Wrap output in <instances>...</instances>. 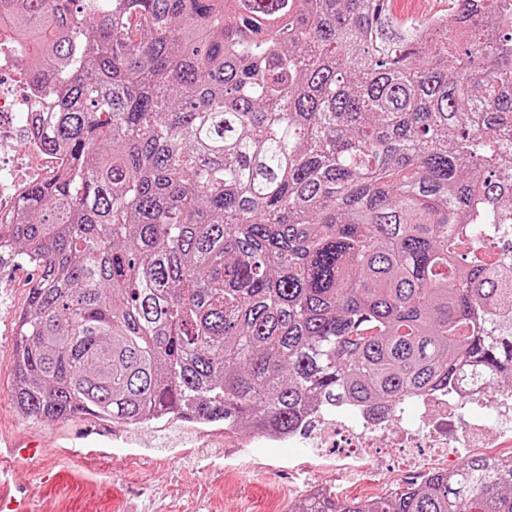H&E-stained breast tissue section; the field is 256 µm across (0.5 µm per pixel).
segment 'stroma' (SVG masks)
<instances>
[{"label": "stroma", "instance_id": "obj_1", "mask_svg": "<svg viewBox=\"0 0 512 512\" xmlns=\"http://www.w3.org/2000/svg\"><path fill=\"white\" fill-rule=\"evenodd\" d=\"M31 274L0 270V436L23 435L44 448L37 467L10 474L31 485L34 512H286L288 490L316 478L339 498H363L376 490V469L366 466L352 479L323 473L324 448L276 444L252 447V434L232 440L220 423L181 420L141 427L112 424V433L83 443L75 437L86 418L41 422L22 417L11 401L14 332ZM240 470L231 496H224V472Z\"/></svg>", "mask_w": 512, "mask_h": 512}]
</instances>
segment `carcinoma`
<instances>
[{
    "mask_svg": "<svg viewBox=\"0 0 512 512\" xmlns=\"http://www.w3.org/2000/svg\"><path fill=\"white\" fill-rule=\"evenodd\" d=\"M67 161L0 222L35 272L25 417L286 433L342 399L512 374V17L452 0H12ZM288 512H512V457ZM391 4L392 12L400 17L403 13H411L409 19H424L426 16H430L432 14H439L445 12L448 9V0L445 1H437V2H425L420 4L419 2H412L410 0L404 1L400 5V9L396 10Z\"/></svg>",
    "mask_w": 512,
    "mask_h": 512,
    "instance_id": "obj_1",
    "label": "carcinoma"
}]
</instances>
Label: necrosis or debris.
Returning <instances> with one entry per match:
<instances>
[{
  "label": "necrosis or debris",
  "mask_w": 512,
  "mask_h": 512,
  "mask_svg": "<svg viewBox=\"0 0 512 512\" xmlns=\"http://www.w3.org/2000/svg\"><path fill=\"white\" fill-rule=\"evenodd\" d=\"M8 28L9 20L0 11V54L10 59L9 64H0V157L13 149L15 121L35 106L43 112L52 109L44 96L16 95L14 85L22 75L13 64L28 62L29 57L15 44ZM64 166V159L57 156L52 158L49 170L56 172ZM46 171H23L12 165L0 174L1 220L9 217L27 185L44 177ZM414 402L417 411L411 416L402 407L385 404L316 406L282 440L291 445L302 440L313 448L339 443L342 449L330 464L335 474L350 475L371 463L385 480L391 475L386 460L371 456L370 451L383 447L388 436L400 458L420 472L447 468L462 449L512 441V388L488 385L480 369H472L469 378L456 389H435L415 397Z\"/></svg>",
  "instance_id": "necrosis-or-debris-1"
}]
</instances>
